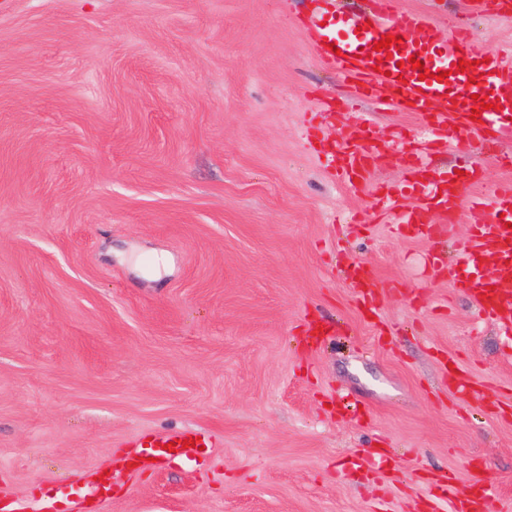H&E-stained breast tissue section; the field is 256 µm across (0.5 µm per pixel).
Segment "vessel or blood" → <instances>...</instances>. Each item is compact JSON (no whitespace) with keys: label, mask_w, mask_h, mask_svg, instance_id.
<instances>
[{"label":"vessel or blood","mask_w":512,"mask_h":512,"mask_svg":"<svg viewBox=\"0 0 512 512\" xmlns=\"http://www.w3.org/2000/svg\"><path fill=\"white\" fill-rule=\"evenodd\" d=\"M368 18L361 25L342 11L323 10L315 12L309 27L320 58L335 67L354 96L375 100L382 109L391 105L422 115L438 144L446 143L449 132L459 130L474 133L481 144L494 145L512 129V61L503 51L491 50L479 57L461 29L441 35L426 15L398 10L396 0H371ZM385 35L398 37L397 47L375 50V43ZM415 59L423 61V69L412 67ZM463 61L468 64L464 70L459 67ZM478 95L485 97L489 108L476 117L472 110ZM380 151L368 128L358 126L343 131L336 148L324 152L323 159L338 183L366 191L373 210L392 213L394 223L405 231L433 236L434 215L455 224L465 205L464 188L476 181L475 172L430 178L424 174L421 157L406 150L399 160L407 182L420 197L415 205L404 206L391 190L369 182L372 161ZM475 208L482 217L471 225L461 250L460 265L467 273L462 288L489 320L512 334V191L491 189ZM184 439L190 440V447L167 451V443ZM136 444L149 446L151 457L161 463L175 457L194 461L201 447L209 446L210 437L186 427L142 434ZM444 493L452 512H485L488 491L461 493L451 481ZM9 512H77V507L67 493L56 490L40 510L15 500Z\"/></svg>","instance_id":"vessel-or-blood-1"}]
</instances>
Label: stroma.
<instances>
[{"label":"stroma","mask_w":512,"mask_h":512,"mask_svg":"<svg viewBox=\"0 0 512 512\" xmlns=\"http://www.w3.org/2000/svg\"><path fill=\"white\" fill-rule=\"evenodd\" d=\"M475 50L512 17L398 0ZM312 0H0V500L89 512H512V335L454 277L475 223L379 221L319 157L369 119L430 175L512 189V133L428 145L422 116L354 100L308 38ZM322 143L305 132L322 100ZM440 255L441 265L428 261ZM369 266V313L349 277ZM332 333L308 342L309 321ZM475 386L458 395L448 362ZM362 405L339 413L335 402ZM199 427V462L130 472L141 433ZM111 469V499H91ZM444 494L448 497L453 512H485V499L489 497V489L484 485L479 495L459 493L454 479L448 478Z\"/></svg>","instance_id":"1"}]
</instances>
